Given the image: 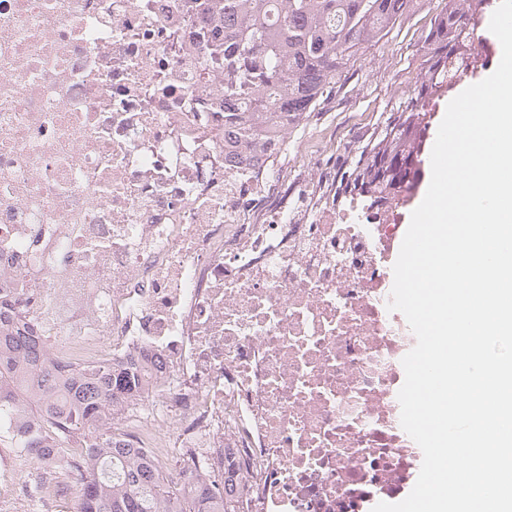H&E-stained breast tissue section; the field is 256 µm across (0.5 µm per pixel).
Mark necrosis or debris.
<instances>
[{
  "mask_svg": "<svg viewBox=\"0 0 512 512\" xmlns=\"http://www.w3.org/2000/svg\"><path fill=\"white\" fill-rule=\"evenodd\" d=\"M189 0H0V290L51 362L135 367L124 401L158 470L243 512H365L423 455L400 425V247L387 208L248 224L224 154V71ZM237 226L243 238L224 246ZM0 450V512H35Z\"/></svg>",
  "mask_w": 512,
  "mask_h": 512,
  "instance_id": "1",
  "label": "necrosis or debris"
}]
</instances>
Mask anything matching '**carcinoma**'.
<instances>
[{
  "label": "carcinoma",
  "instance_id": "carcinoma-1",
  "mask_svg": "<svg viewBox=\"0 0 512 512\" xmlns=\"http://www.w3.org/2000/svg\"><path fill=\"white\" fill-rule=\"evenodd\" d=\"M412 0H202L213 22L208 60L224 66V150L265 184L281 147L275 125L290 126L335 91L350 61L379 43L409 12ZM489 0H442L420 38L421 82L399 116L348 171L345 189L371 202H408L414 185L403 165L424 150L429 112L475 67L465 26ZM123 366L64 369L47 359L34 328L13 322L0 295V419L16 416L14 447L29 452L74 448L61 474H75L74 512H241L234 477L224 470V502L199 483L186 492L152 465L145 447L114 426L120 401L138 392Z\"/></svg>",
  "mask_w": 512,
  "mask_h": 512
}]
</instances>
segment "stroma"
Here are the masks:
<instances>
[{
	"mask_svg": "<svg viewBox=\"0 0 512 512\" xmlns=\"http://www.w3.org/2000/svg\"><path fill=\"white\" fill-rule=\"evenodd\" d=\"M439 0H414L411 11L380 43L360 54L332 97L288 129L276 163L277 177L258 192L248 221L267 223L274 211L296 223L315 213L344 212L349 197L336 187L371 133L410 95L420 78L419 35Z\"/></svg>",
	"mask_w": 512,
	"mask_h": 512,
	"instance_id": "35a3bbf8",
	"label": "stroma"
}]
</instances>
